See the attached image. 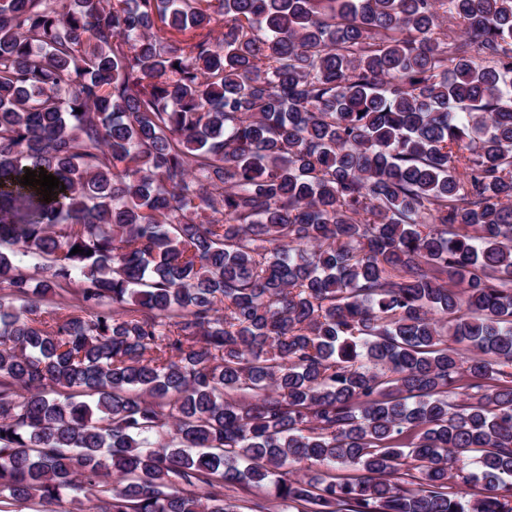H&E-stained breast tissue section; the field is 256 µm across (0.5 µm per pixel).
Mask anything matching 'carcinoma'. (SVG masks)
Masks as SVG:
<instances>
[{"label": "carcinoma", "instance_id": "carcinoma-1", "mask_svg": "<svg viewBox=\"0 0 512 512\" xmlns=\"http://www.w3.org/2000/svg\"><path fill=\"white\" fill-rule=\"evenodd\" d=\"M0 288V512H512V0H0ZM72 280H73L72 285H71L72 290L69 294L66 295V299L64 301L65 309L59 310L57 308V304L55 303L56 298H52L51 296H48V298L42 302L41 308H42V311L44 312L43 315H44L45 319L50 320L51 318H55V317L64 315L73 310H78V306H80L81 303L79 301V297L77 295L76 289L80 288L81 281L75 275H72ZM82 504L78 505L71 501L69 496H62L60 499L42 502L39 499L24 503H15L10 510L15 512H101L104 502L98 495L82 498ZM80 508L82 511H78Z\"/></svg>", "mask_w": 512, "mask_h": 512}]
</instances>
